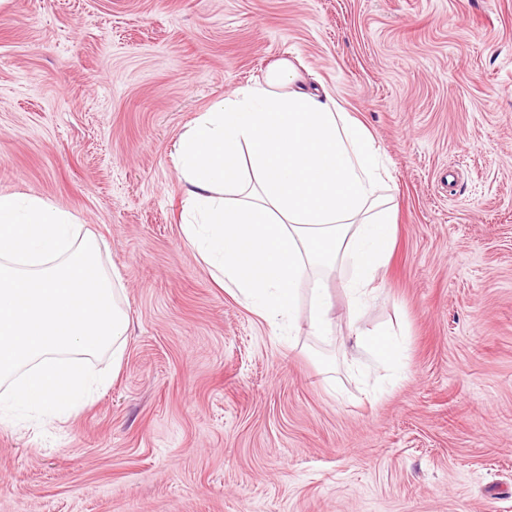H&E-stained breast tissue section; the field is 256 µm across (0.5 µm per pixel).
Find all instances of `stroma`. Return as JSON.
I'll return each mask as SVG.
<instances>
[{
	"label": "stroma",
	"instance_id": "35a3bbf8",
	"mask_svg": "<svg viewBox=\"0 0 512 512\" xmlns=\"http://www.w3.org/2000/svg\"><path fill=\"white\" fill-rule=\"evenodd\" d=\"M289 60L380 148L395 247L361 312L279 335L181 224L178 136ZM75 215L122 276L120 369L69 417L0 423V512H512V0H9L0 194Z\"/></svg>",
	"mask_w": 512,
	"mask_h": 512
}]
</instances>
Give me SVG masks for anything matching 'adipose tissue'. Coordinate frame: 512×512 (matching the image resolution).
Listing matches in <instances>:
<instances>
[{
    "instance_id": "1",
    "label": "adipose tissue",
    "mask_w": 512,
    "mask_h": 512,
    "mask_svg": "<svg viewBox=\"0 0 512 512\" xmlns=\"http://www.w3.org/2000/svg\"><path fill=\"white\" fill-rule=\"evenodd\" d=\"M304 82L282 61L180 135L174 163L185 185L183 232L276 329L303 322L310 335L330 336L335 313L326 282L337 263L349 264L352 364L383 370L393 386L406 372L401 341L358 324L392 251L395 207L384 193L391 174L366 127Z\"/></svg>"
}]
</instances>
